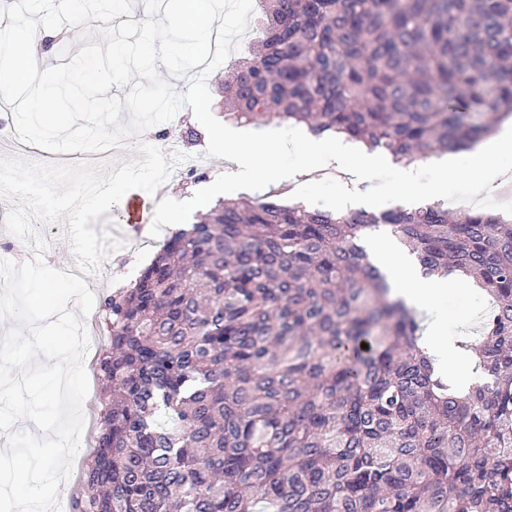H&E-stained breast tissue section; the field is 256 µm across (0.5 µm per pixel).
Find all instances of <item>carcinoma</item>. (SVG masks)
Segmentation results:
<instances>
[{"label":"carcinoma","mask_w":512,"mask_h":512,"mask_svg":"<svg viewBox=\"0 0 512 512\" xmlns=\"http://www.w3.org/2000/svg\"><path fill=\"white\" fill-rule=\"evenodd\" d=\"M224 118L346 133L409 164L512 115V0H259ZM491 298L455 386L361 239ZM97 447L71 512H512V224L440 203L227 198L101 306ZM368 348H362V344Z\"/></svg>","instance_id":"cac0c4a2"}]
</instances>
